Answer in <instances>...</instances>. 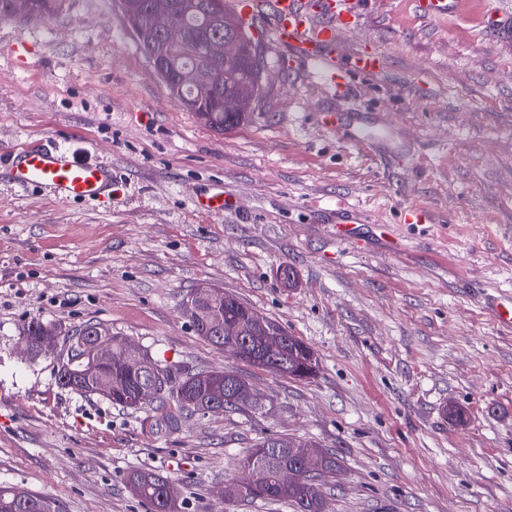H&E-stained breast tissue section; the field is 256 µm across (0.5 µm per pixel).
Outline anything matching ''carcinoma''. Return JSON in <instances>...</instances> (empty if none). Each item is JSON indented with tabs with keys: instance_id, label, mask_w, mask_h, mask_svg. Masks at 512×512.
Here are the masks:
<instances>
[{
	"instance_id": "carcinoma-1",
	"label": "carcinoma",
	"mask_w": 512,
	"mask_h": 512,
	"mask_svg": "<svg viewBox=\"0 0 512 512\" xmlns=\"http://www.w3.org/2000/svg\"><path fill=\"white\" fill-rule=\"evenodd\" d=\"M60 0H0V19L3 18H45L55 12ZM200 0H139L134 8L122 11L128 29L135 36L138 46L145 56L163 52L173 62L176 72L165 82L172 97L188 111L193 112L206 125L218 131H228L244 120L245 116L237 112L223 110L222 95L225 92L252 95L260 88L259 71L254 69L250 49L253 42L250 37L243 40L244 53L235 63L223 71L212 75V90L203 96L191 91V85L177 79V75H186L195 70H204L207 63L202 55L203 44L217 35H224V24H237L241 31H246L239 17L229 8H224L220 15L208 14L200 9ZM159 9H178L187 14L188 35L183 46L169 48L162 45L157 38L141 37L149 18V12ZM219 301L209 305L204 303L189 309L194 331L211 344L225 348L226 338L218 336L217 326L210 323L206 316L210 307L224 311V320L240 322L250 326L251 317L257 313L253 307L232 294L216 292ZM265 326L255 327L250 352L263 356L262 337L274 336L284 331L277 322L263 317ZM56 335V329L41 321L31 322L25 331V341L34 354L43 351ZM282 368L275 373L297 377L296 370L305 365L310 357V350L304 342L292 337L288 345L276 353ZM164 372L160 380V395L155 399L158 406L166 408L174 402L177 412L166 413L167 426L178 425L179 413L187 410L203 415L210 411V401L224 395V389L234 390L235 400L224 403V407L242 410L250 406L245 397L239 393L238 386L246 383L239 374L227 370H200L177 381L169 370L157 364ZM58 383L71 390L101 395L116 405L139 409L141 404L130 400L131 391L145 381V377L128 363V343L112 338V366L106 370L91 363H86L82 372L73 373L57 366ZM304 443L290 437H265L243 459L244 466L259 463L257 484L248 486L238 481L227 486V497L236 500H287L293 503L296 512H322L320 494L317 486L306 482L301 486H284L280 483L278 473L288 464L297 463L293 450L301 448ZM131 487L141 501L149 504L151 509L163 512H178L176 500L170 494L173 488L168 478L149 472L135 473L129 477ZM0 512H55L51 499L24 493L12 487L0 486Z\"/></svg>"
}]
</instances>
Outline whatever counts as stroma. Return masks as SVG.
<instances>
[{"label":"stroma","instance_id":"35a3bbf8","mask_svg":"<svg viewBox=\"0 0 512 512\" xmlns=\"http://www.w3.org/2000/svg\"><path fill=\"white\" fill-rule=\"evenodd\" d=\"M504 8L512 0H466L442 21L375 0L339 48L381 52L384 70L356 78L345 102L252 32L261 99L224 132L172 98L116 0L0 20V485L58 512H151L127 479L152 471L173 481L179 512H294L223 495L275 435L335 453L323 512H512V328L482 300L512 294V39L480 28L484 10ZM332 109L330 133L319 115ZM376 122L390 145L352 139ZM35 141L111 164V197L14 185L8 154ZM216 188L233 209L202 213L197 196ZM341 204L369 217L348 242ZM411 204L426 223H406ZM202 286L299 337L315 375L280 376L198 336L184 305ZM36 320L61 335L35 357L23 333ZM87 322L177 379L237 371L258 404L187 412L170 430L157 404L62 388V335Z\"/></svg>","mask_w":512,"mask_h":512}]
</instances>
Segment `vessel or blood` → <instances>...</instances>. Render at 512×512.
Returning a JSON list of instances; mask_svg holds the SVG:
<instances>
[{
    "label": "vessel or blood",
    "instance_id": "b4317fda",
    "mask_svg": "<svg viewBox=\"0 0 512 512\" xmlns=\"http://www.w3.org/2000/svg\"><path fill=\"white\" fill-rule=\"evenodd\" d=\"M370 0H231L245 25L266 31L291 60L310 66L319 83L339 94L351 77H375L384 67L381 53L337 50L338 34L357 26ZM421 14L443 19L456 13L460 0H414ZM12 176L22 187L50 190L55 198L97 200L112 184L111 170L99 162L77 159L61 148L27 145L14 151Z\"/></svg>",
    "mask_w": 512,
    "mask_h": 512
}]
</instances>
